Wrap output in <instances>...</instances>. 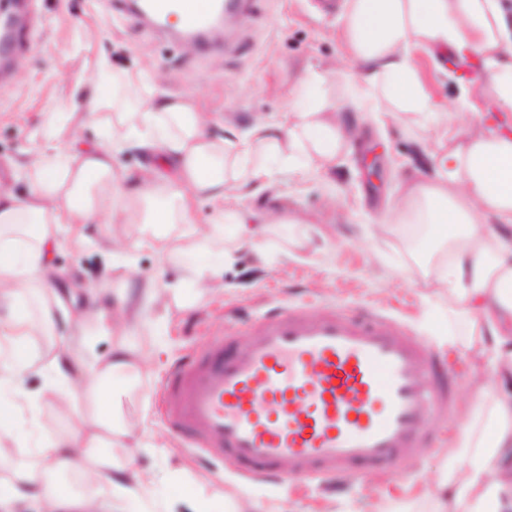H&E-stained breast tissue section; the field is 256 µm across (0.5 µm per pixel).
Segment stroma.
I'll return each mask as SVG.
<instances>
[{"mask_svg": "<svg viewBox=\"0 0 512 512\" xmlns=\"http://www.w3.org/2000/svg\"><path fill=\"white\" fill-rule=\"evenodd\" d=\"M254 2L252 13L227 23L223 41L202 52L171 40L164 28L143 26L125 0H35L39 21L28 45L12 71L0 73V182L26 194V181L14 176L17 163L40 144L50 113L76 80L93 77L102 56L116 72L155 69L154 96L196 97L210 116L211 137H241L258 116L280 122L298 75L306 69L327 73L336 62L340 13L321 11L318 0ZM414 58L433 102L447 106L456 95L457 72L437 69L420 50ZM426 173L420 146L407 128L366 121L340 151L328 178L282 174L244 188V205L258 216L297 218L271 225L262 254L243 252L219 268L214 288L192 307L161 301L141 324L86 337L81 356L88 365L120 341L140 350L141 379L123 402L134 436L124 440L121 452L137 471L156 477L155 494L174 502L175 512H192V490L204 495L213 512H430L449 446L421 449L415 463L389 478L363 470L332 488L308 480L259 482L192 453L159 412L160 384L176 363L210 338L238 328L245 313L305 299L370 307L448 356L463 372L449 422L451 437H458L476 403L495 388V376L464 342L449 346L448 304L426 285L422 243L401 231L368 230L383 223L405 184ZM85 236L81 248L64 246L53 254L54 287L66 308H83L102 288L115 290L150 275L167 283L181 276L178 268L161 265L157 251L136 248L134 225L89 224ZM154 327L163 328L164 336H151ZM63 428L48 406L39 428L19 422L15 460L29 459L37 443Z\"/></svg>", "mask_w": 512, "mask_h": 512, "instance_id": "1", "label": "stroma"}]
</instances>
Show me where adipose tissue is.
I'll return each mask as SVG.
<instances>
[{"instance_id":"1","label":"adipose tissue","mask_w":512,"mask_h":512,"mask_svg":"<svg viewBox=\"0 0 512 512\" xmlns=\"http://www.w3.org/2000/svg\"><path fill=\"white\" fill-rule=\"evenodd\" d=\"M341 65L334 77L340 97L322 91L324 79L304 72L290 89L284 123L255 120L248 137L213 139L209 117L191 96L132 103L131 90L154 83L148 69L112 75V95L78 80L69 99L52 113L43 141L16 168L29 185L26 195L0 185V512H23L41 503L44 512H112L119 500L140 499L152 477L129 472L112 452L114 438L132 428L118 408L139 376L138 350L119 342L104 360L88 365L77 355L84 323L109 335L115 318H137L150 305L186 289L212 286L200 253L232 261L223 249L227 232L240 247H252L264 232L239 193L241 185L271 177L275 167L303 178L328 177L358 120L384 122L409 116L413 129L437 128L426 151L430 173L402 196L392 224L424 225L439 259L432 287L448 297V322L489 345L486 362L503 384L512 380V11L503 0H346L338 31ZM425 48L444 61L472 67L457 98L436 110L415 66L413 52ZM110 110L104 141L80 147L76 115L99 117ZM471 117L461 130L455 117ZM153 157L136 171H117L129 149ZM208 201L213 217L197 231L195 212ZM137 225L141 246L158 250L161 262L182 270L171 288L150 277L118 294L94 295L89 310L69 314L61 333L62 301L51 288L50 252L68 235L82 246L93 218ZM188 227L189 244L161 247V231ZM55 337L42 360L44 381L30 393L17 384L32 365L30 339ZM50 405L67 427L36 446L27 463L11 462L14 428L21 414L39 425ZM451 454L445 486L452 502L437 499L433 512H512V482L495 478L512 465V391L497 390L489 405H476ZM109 491L88 497L68 481Z\"/></svg>"}]
</instances>
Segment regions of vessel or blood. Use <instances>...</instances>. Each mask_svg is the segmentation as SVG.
<instances>
[{
	"label": "vessel or blood",
	"instance_id": "1",
	"mask_svg": "<svg viewBox=\"0 0 512 512\" xmlns=\"http://www.w3.org/2000/svg\"><path fill=\"white\" fill-rule=\"evenodd\" d=\"M221 0H139L140 18L171 7L207 30ZM0 26V60L25 44ZM172 369L163 394L173 432L254 480L332 484L372 466L383 474L437 447L431 421L457 397L456 368L393 319L343 306H274Z\"/></svg>",
	"mask_w": 512,
	"mask_h": 512
}]
</instances>
